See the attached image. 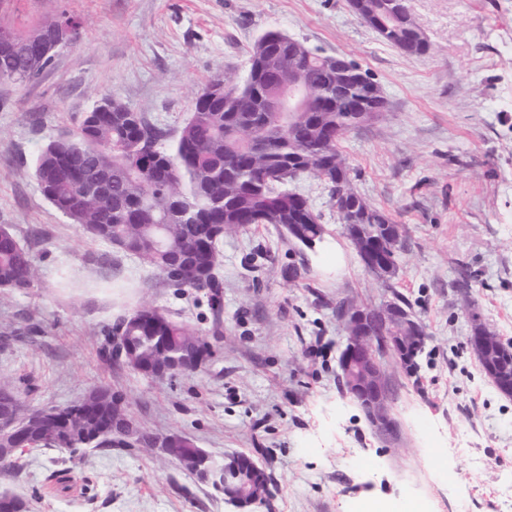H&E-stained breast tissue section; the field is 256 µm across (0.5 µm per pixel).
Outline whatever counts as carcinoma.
Segmentation results:
<instances>
[{"label":"carcinoma","mask_w":512,"mask_h":512,"mask_svg":"<svg viewBox=\"0 0 512 512\" xmlns=\"http://www.w3.org/2000/svg\"><path fill=\"white\" fill-rule=\"evenodd\" d=\"M368 25L386 43L407 55H423L428 42L417 39L406 10ZM44 26L15 33L16 43L0 45V80L31 81L42 67L33 66L30 41ZM253 44L248 85L231 98L219 95L196 100L194 112L168 140L164 128L149 122L115 99L103 112L86 113L78 126L46 144L33 169L46 200L70 223L79 225L92 239L109 245L125 241L123 252L159 270L167 281L172 269L185 271L187 288H205L211 304L219 300L221 283L197 278L199 268L219 257L224 234L250 225L276 224L301 230L298 242H322L325 227L307 199L300 194L274 198L265 175L300 171L336 189V157L340 143L360 127L358 112L385 111L369 76L357 63L346 81L336 82L328 57L312 51L297 53L292 44L275 39ZM301 71L323 98L308 101L295 122L288 113L274 112L281 95L280 83L290 70ZM102 186L104 196H86L87 185ZM336 210L340 223L371 224L375 251L384 256V229L391 218L368 203L358 192L340 198ZM191 212L184 222L179 214ZM33 268L24 246L9 227L0 225V287H30ZM148 324L133 313L122 317L125 335L135 337L147 359L161 343L174 346L193 334L186 325L161 315ZM56 436L58 448L77 456L67 438L63 420L44 422L31 430L29 441L39 444Z\"/></svg>","instance_id":"obj_1"}]
</instances>
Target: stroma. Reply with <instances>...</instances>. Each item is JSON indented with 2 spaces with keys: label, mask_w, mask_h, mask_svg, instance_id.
I'll return each mask as SVG.
<instances>
[{
  "label": "stroma",
  "mask_w": 512,
  "mask_h": 512,
  "mask_svg": "<svg viewBox=\"0 0 512 512\" xmlns=\"http://www.w3.org/2000/svg\"><path fill=\"white\" fill-rule=\"evenodd\" d=\"M431 50L384 42L347 0H0L20 30L81 18L73 46L27 83L0 81V225L27 249L30 288H0V385L24 408L65 406L104 385L152 434L180 433L215 460L244 453L271 473L251 512H512V397L485 376L463 308L512 343V0H409ZM277 29L355 61L386 97L341 150L353 186L402 235L398 274L363 269L323 182L302 176L327 228L309 249L269 224L219 243L222 307L176 288L142 260L90 239L43 196L33 161L102 98L168 131L217 74L243 81L249 51ZM469 291L454 283L459 267ZM402 294L430 339L417 377L388 363L398 438L383 436L343 392L339 303ZM144 306L208 337L214 355L175 380L107 356L106 331ZM29 512H234L223 494L159 450L26 451L0 492Z\"/></svg>",
  "instance_id": "obj_1"
}]
</instances>
